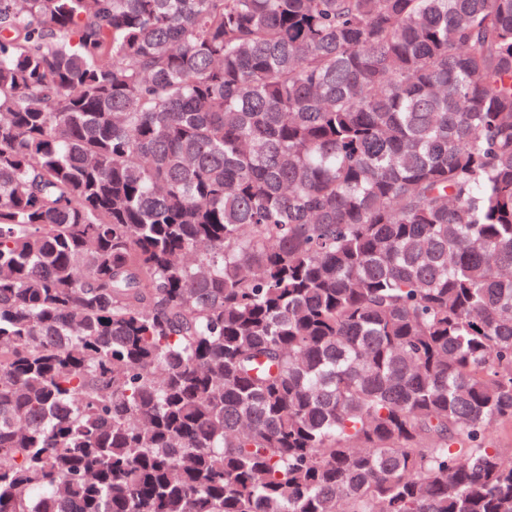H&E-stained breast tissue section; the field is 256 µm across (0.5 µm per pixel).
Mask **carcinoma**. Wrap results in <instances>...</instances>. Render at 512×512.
Here are the masks:
<instances>
[{"label": "carcinoma", "instance_id": "cac0c4a2", "mask_svg": "<svg viewBox=\"0 0 512 512\" xmlns=\"http://www.w3.org/2000/svg\"><path fill=\"white\" fill-rule=\"evenodd\" d=\"M512 0H0V512H512Z\"/></svg>", "mask_w": 512, "mask_h": 512}]
</instances>
